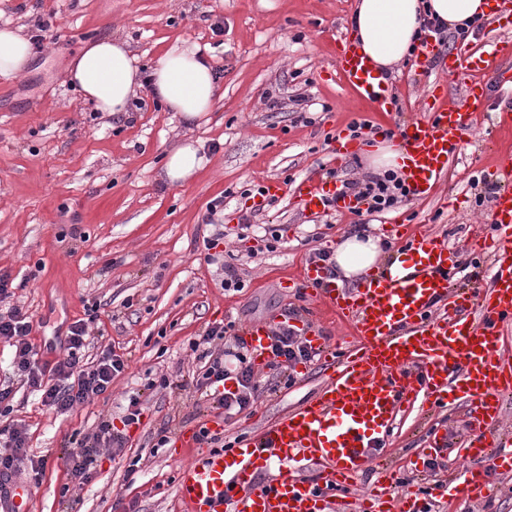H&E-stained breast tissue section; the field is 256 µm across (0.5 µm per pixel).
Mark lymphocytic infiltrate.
Here are the masks:
<instances>
[{
    "mask_svg": "<svg viewBox=\"0 0 512 512\" xmlns=\"http://www.w3.org/2000/svg\"><path fill=\"white\" fill-rule=\"evenodd\" d=\"M356 199L367 201L371 210L381 212L393 208L409 190L402 178L389 173L384 176H367L350 183ZM14 280L7 271H0V342L14 350L12 374L38 392L44 406L64 414L75 405L105 393L113 379L125 369L122 356L109 350L96 359L88 360L83 352L88 345L90 326L88 320L72 323L64 353L53 365H39L36 352L28 340L31 321L22 307L13 304ZM224 325L214 324L190 342L191 350L197 351L205 364L196 387L210 394L216 408L225 413L239 412L250 406L257 385L254 366L245 354V340H237L235 346L217 347V339L223 338ZM268 351L272 357L271 369L287 371L296 364L311 362L315 353L296 330L286 326L275 328L270 337ZM233 381L234 389H225L226 381ZM127 438L115 430L110 421L101 422L97 429L84 436L76 451L67 455L68 471L77 485H85L101 450L121 451ZM26 469L31 476H39L42 461L27 453V432L12 426L0 429V475L10 477L19 469Z\"/></svg>",
    "mask_w": 512,
    "mask_h": 512,
    "instance_id": "1",
    "label": "lymphocytic infiltrate"
}]
</instances>
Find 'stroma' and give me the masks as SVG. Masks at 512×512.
I'll list each match as a JSON object with an SVG mask.
<instances>
[{"label": "stroma", "instance_id": "1", "mask_svg": "<svg viewBox=\"0 0 512 512\" xmlns=\"http://www.w3.org/2000/svg\"><path fill=\"white\" fill-rule=\"evenodd\" d=\"M356 0H0V27L32 34L37 23L52 26L57 42L35 49L28 69L0 77V269L17 288L14 300L31 318L30 342L39 361L63 353L70 325L96 309L86 357L110 348L123 356L125 371L110 389L65 414L42 405L28 387H17L12 411L0 428L18 425L28 452L44 462L31 512H176L179 477L186 460L179 433L206 423L234 447L300 403L328 381L334 362L315 358L296 365L285 387L273 370H255L253 403L233 415L220 414L201 395L202 364L188 347L208 324L242 330L296 308L314 321L327 347L349 339L344 323L322 315L296 280L310 254L331 248L353 225L389 242V229L409 224L444 241L451 264H468L467 287H491V260L476 239L493 234L490 205L476 206L471 180L492 181L497 163L495 115L512 108V87H493L491 105L479 113L461 150L450 159L436 193L406 199L381 213H302L289 192L272 202L243 192L270 180L292 182L334 172L345 183L365 175L358 149L336 161V138L367 119L343 88L324 81L332 71L329 42L343 34ZM112 36L126 40L141 66H152L175 42L198 44L220 72L213 112L194 125L163 111L139 91L129 112H100L68 83L67 69L84 43ZM457 42L435 46V66L404 64L390 73L396 98L390 116L374 119L362 141L425 114L433 83L443 80L440 61ZM446 81V80H443ZM451 95L464 84L446 81ZM202 143L208 164L188 182L171 186L163 177L167 154L184 140ZM224 204L216 214L207 207ZM280 228L276 250L265 231ZM223 230L217 247L245 286L224 292L222 273L208 260L203 238ZM167 376L175 391L148 389ZM143 416L127 431L119 455H103L84 487L71 486L65 458L106 419L120 421L130 397ZM466 407L458 402L429 410L405 406L381 452L399 471L391 495L403 481L428 492L470 465ZM170 442L155 449L160 430ZM451 448L444 469L430 473L421 458L430 434ZM488 498L447 506L433 499L432 512H512V473L490 472Z\"/></svg>", "mask_w": 512, "mask_h": 512}]
</instances>
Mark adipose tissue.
Wrapping results in <instances>:
<instances>
[{"label":"adipose tissue","mask_w":512,"mask_h":512,"mask_svg":"<svg viewBox=\"0 0 512 512\" xmlns=\"http://www.w3.org/2000/svg\"><path fill=\"white\" fill-rule=\"evenodd\" d=\"M487 0H357L351 20L352 40L379 70L393 69L419 44L424 19L436 17L455 31L488 18ZM30 41L19 30L0 28V76L13 77L32 60ZM68 81L98 111H128L143 85L165 111L178 113L192 122L213 111L218 79L211 61L201 48L185 41L175 43L149 72H141L127 44L109 37L88 42L72 59ZM208 162L198 143L187 142L171 151L164 166L169 184L187 181ZM336 285L356 282L377 271L384 260L378 237L352 234L337 241L332 250Z\"/></svg>","instance_id":"obj_1"}]
</instances>
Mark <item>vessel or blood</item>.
I'll return each mask as SVG.
<instances>
[{
    "instance_id": "b4317fda",
    "label": "vessel or blood",
    "mask_w": 512,
    "mask_h": 512,
    "mask_svg": "<svg viewBox=\"0 0 512 512\" xmlns=\"http://www.w3.org/2000/svg\"><path fill=\"white\" fill-rule=\"evenodd\" d=\"M502 46L486 57L465 51L445 60L448 78L469 77L462 97L439 92L425 118L405 124L401 136L403 175L413 198L433 195L448 161L472 128L476 110L486 105L491 84L500 82ZM334 72L364 107L385 115L392 91L383 72L348 39L331 47ZM504 187L492 200L497 233L484 238L490 253L491 288L477 292L452 288L455 273L448 247L427 234L393 225L403 240L395 266L366 275L351 292L330 284L322 269L305 266L299 278L314 283V296L329 316L351 320L354 344L323 389L238 447L213 448L185 467L180 484L181 512H334L327 490L350 487L375 462L403 404L424 397L433 407L465 400L470 430L465 453L473 464L448 483L435 486L447 502L485 496L488 473L512 471V451L504 450L496 431L502 397L512 391V345L503 328L512 323V153L500 160ZM292 198L303 210L318 213L332 203L352 207L335 182L322 177L295 181ZM443 314H436V306ZM274 326L251 324L246 334L254 360L267 365V341ZM317 468L316 482L302 474L301 463ZM275 468L265 485L254 483L258 470ZM393 472L356 502L355 512H422L417 493L391 498ZM34 491L18 478L6 484L0 512H30Z\"/></svg>"
}]
</instances>
